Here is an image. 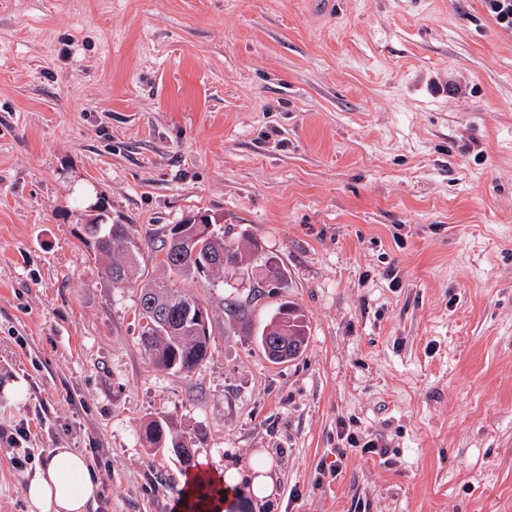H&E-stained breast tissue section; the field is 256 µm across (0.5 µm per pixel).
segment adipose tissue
Returning <instances> with one entry per match:
<instances>
[{
	"label": "adipose tissue",
	"mask_w": 512,
	"mask_h": 512,
	"mask_svg": "<svg viewBox=\"0 0 512 512\" xmlns=\"http://www.w3.org/2000/svg\"><path fill=\"white\" fill-rule=\"evenodd\" d=\"M274 465L260 457L249 468H231L221 478L200 470L186 482L177 512H224L227 496L245 486L251 499L264 503L275 492ZM101 493L91 461L71 448L53 449L26 487L29 512H89Z\"/></svg>",
	"instance_id": "obj_1"
}]
</instances>
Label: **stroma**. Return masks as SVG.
<instances>
[{
    "label": "stroma",
    "mask_w": 512,
    "mask_h": 512,
    "mask_svg": "<svg viewBox=\"0 0 512 512\" xmlns=\"http://www.w3.org/2000/svg\"><path fill=\"white\" fill-rule=\"evenodd\" d=\"M333 2L0 0V424L47 417L26 469L0 445V512L54 448L97 455L94 512H174L157 417L216 475L268 455L265 512H512V35L481 0ZM199 211L283 264L251 317L302 309L295 360L209 273L208 359L150 364L80 232L129 225L145 280ZM146 442L151 448H193L194 441L191 437L187 438L183 433H180L173 424L165 421H152L145 428ZM185 470H190L196 467L195 456L193 463H191V456L188 453V459L184 462L180 461Z\"/></svg>",
    "instance_id": "35a3bbf8"
}]
</instances>
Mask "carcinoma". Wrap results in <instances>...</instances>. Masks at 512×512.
Instances as JSON below:
<instances>
[{
    "label": "carcinoma",
    "mask_w": 512,
    "mask_h": 512,
    "mask_svg": "<svg viewBox=\"0 0 512 512\" xmlns=\"http://www.w3.org/2000/svg\"><path fill=\"white\" fill-rule=\"evenodd\" d=\"M206 218L197 214L175 224L166 233L158 251L162 253L163 273L146 280L140 287L136 315L139 336L153 365L163 370L189 374L209 358L212 327H204L186 315V308L208 311L202 300L177 287V282L204 272L229 269L249 270L256 266L261 275L253 292L268 279L275 262L265 255L256 239L240 245L214 230L207 236L192 237L190 223ZM81 240L103 265L114 284L128 283L136 271L141 245L125 224H102L93 221L83 226ZM226 315L244 328H251L252 318L245 305L231 301ZM308 321L304 312L290 303H282L275 315L259 328V343L266 357L274 363L295 359L303 351ZM146 442L152 448H191L192 438L180 433L173 424L152 421L145 428Z\"/></svg>",
    "instance_id": "carcinoma-1"
}]
</instances>
